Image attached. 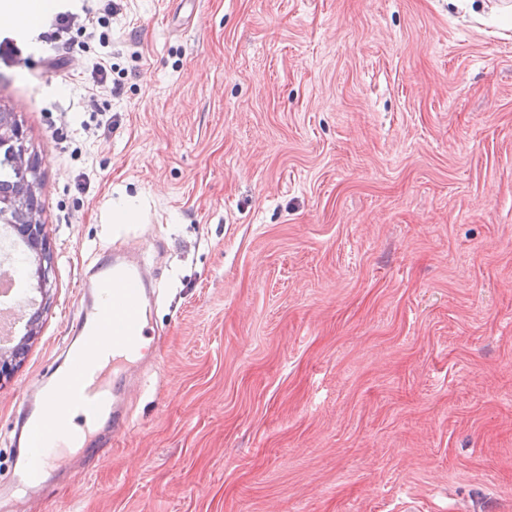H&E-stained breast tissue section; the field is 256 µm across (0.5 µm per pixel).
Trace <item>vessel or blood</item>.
Wrapping results in <instances>:
<instances>
[{
	"mask_svg": "<svg viewBox=\"0 0 512 512\" xmlns=\"http://www.w3.org/2000/svg\"><path fill=\"white\" fill-rule=\"evenodd\" d=\"M92 263L85 286L95 295L77 307L76 332L83 341L54 383L38 390L42 396L56 394L60 406L52 419L28 409L14 423L15 433L26 437L27 451L13 461L8 486L36 489L46 475L61 470L67 453L48 448L50 439L67 437L72 448L84 453L127 420L125 370L137 360L139 338L152 333L145 306L150 287L142 264L124 253L111 252ZM103 330L112 334L108 357L92 343Z\"/></svg>",
	"mask_w": 512,
	"mask_h": 512,
	"instance_id": "b4317fda",
	"label": "vessel or blood"
}]
</instances>
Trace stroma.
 <instances>
[{
  "instance_id": "35a3bbf8",
  "label": "stroma",
  "mask_w": 512,
  "mask_h": 512,
  "mask_svg": "<svg viewBox=\"0 0 512 512\" xmlns=\"http://www.w3.org/2000/svg\"><path fill=\"white\" fill-rule=\"evenodd\" d=\"M512 0H127L119 95L0 57L39 162L50 307L0 382V469L94 249L147 255L131 424L6 512H512ZM109 108L112 128L83 129ZM138 199L136 224L114 201ZM141 219V210L135 198H123L112 206L113 224H136Z\"/></svg>"
}]
</instances>
